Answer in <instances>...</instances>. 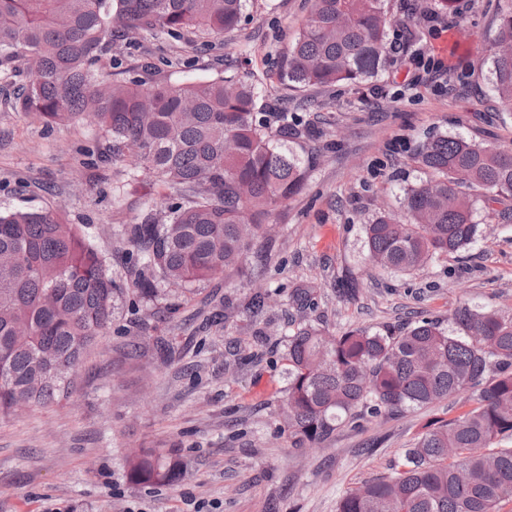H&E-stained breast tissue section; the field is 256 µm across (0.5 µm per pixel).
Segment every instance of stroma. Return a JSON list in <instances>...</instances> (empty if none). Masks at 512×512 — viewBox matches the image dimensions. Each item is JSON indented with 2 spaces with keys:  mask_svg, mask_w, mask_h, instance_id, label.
Wrapping results in <instances>:
<instances>
[{
  "mask_svg": "<svg viewBox=\"0 0 512 512\" xmlns=\"http://www.w3.org/2000/svg\"><path fill=\"white\" fill-rule=\"evenodd\" d=\"M306 0H247L242 21L193 51L183 41L140 37L117 45L115 80L132 78L142 59L156 78L177 83L217 72L251 82L271 126L298 116L321 157L304 190L275 215L274 239L243 274L194 283L171 322L141 330L123 307L110 331L83 358L76 387L61 403L0 418V512H336L337 500L391 474L404 448L433 423L475 404L473 392L448 402L342 428L317 447H291L278 434L287 384L290 328L319 323L333 333L398 329L422 315L447 318L467 304L512 311V205L481 223L455 259L409 276L371 267L364 226L378 212L401 213V189L423 173L417 146L432 134L462 133L512 148V114L489 83L500 9L512 0H457L456 15L433 14L423 36L406 44L404 0H391L395 24L387 64L360 84L302 88L282 75L283 60L306 15ZM447 52H440V45ZM420 82H402L411 61ZM443 62V81L432 80ZM14 86L0 80V210L63 207L84 225L121 287L133 289L121 230L145 204L165 210L170 192L139 176L132 156L94 164L112 144L84 119L47 126L8 106ZM309 290L298 305L296 289ZM270 308L247 307L255 290ZM143 336L137 357L126 351ZM156 336L175 339L182 357L166 361ZM140 448H172L184 462L173 485L145 487L128 476Z\"/></svg>",
  "mask_w": 512,
  "mask_h": 512,
  "instance_id": "obj_1",
  "label": "stroma"
}]
</instances>
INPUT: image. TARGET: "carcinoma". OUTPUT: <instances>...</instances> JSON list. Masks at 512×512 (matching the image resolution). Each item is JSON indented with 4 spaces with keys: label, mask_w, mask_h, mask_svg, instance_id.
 Masks as SVG:
<instances>
[{
    "label": "carcinoma",
    "mask_w": 512,
    "mask_h": 512,
    "mask_svg": "<svg viewBox=\"0 0 512 512\" xmlns=\"http://www.w3.org/2000/svg\"><path fill=\"white\" fill-rule=\"evenodd\" d=\"M246 0H0V75L25 78L13 109L46 125L90 116L129 151L142 175L180 197L152 206L123 233L141 273L125 299L109 265L61 208L0 210V416L59 400L94 339L125 302L153 304L196 281L242 269L272 236L275 211L304 189L317 152L294 118L273 130L255 111L259 80L219 72L192 83L140 77L112 80L105 55L138 35L174 41L193 31L235 29ZM305 24L288 53V79L302 86L360 83L387 62L394 20L389 0H307ZM512 42V10L494 42ZM500 104L512 112V55L489 69ZM428 177L403 187V217L381 212L365 225L371 266L410 275L470 246L477 189L512 200V149L460 134L437 135L417 150ZM288 383L280 428L292 445L315 446L341 425L429 407L478 391L476 406L428 426L403 454L402 469L347 492L336 512H498L512 500V314L459 306L448 324L422 316L400 330L351 328L336 335L303 323L288 335ZM139 485L172 484L182 464L170 449L128 459Z\"/></svg>",
    "instance_id": "cac0c4a2"
}]
</instances>
